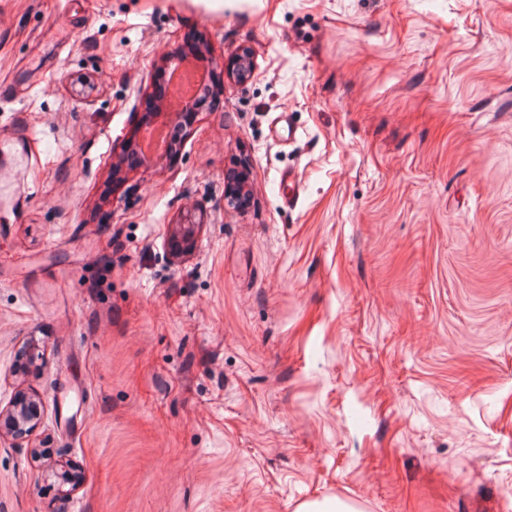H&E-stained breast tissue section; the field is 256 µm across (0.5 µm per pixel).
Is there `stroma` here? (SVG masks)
Instances as JSON below:
<instances>
[{"instance_id":"1","label":"stroma","mask_w":512,"mask_h":512,"mask_svg":"<svg viewBox=\"0 0 512 512\" xmlns=\"http://www.w3.org/2000/svg\"><path fill=\"white\" fill-rule=\"evenodd\" d=\"M191 38L253 78L113 176ZM20 156L0 512H512V0H0ZM256 63L251 55L246 51L237 56L231 71L228 73L230 79L236 84L243 85L249 82L254 75ZM198 213L195 209L188 210L173 224L168 238V247L173 256L189 253L195 247L203 226L200 211ZM43 418V405L35 394L19 393L5 410H0V434L5 430L13 436L34 431Z\"/></svg>"}]
</instances>
